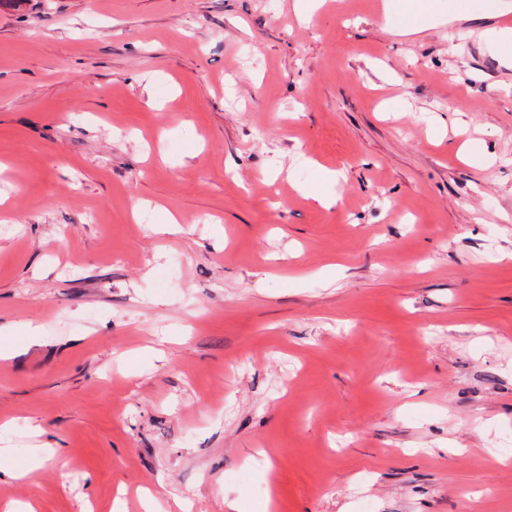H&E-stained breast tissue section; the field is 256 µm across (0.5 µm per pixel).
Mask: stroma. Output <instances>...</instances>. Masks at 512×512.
Here are the masks:
<instances>
[{
  "label": "stroma",
  "mask_w": 512,
  "mask_h": 512,
  "mask_svg": "<svg viewBox=\"0 0 512 512\" xmlns=\"http://www.w3.org/2000/svg\"><path fill=\"white\" fill-rule=\"evenodd\" d=\"M381 2L0 0V512H512V67ZM315 180L310 187H303L306 196L317 201L321 206L327 207L336 203V195L326 189L336 184L338 174L321 165H315ZM59 451L58 448H29L27 457L20 466L12 467L7 471V475L15 481H24L27 476L37 467H39L45 455L53 456Z\"/></svg>",
  "instance_id": "1"
}]
</instances>
